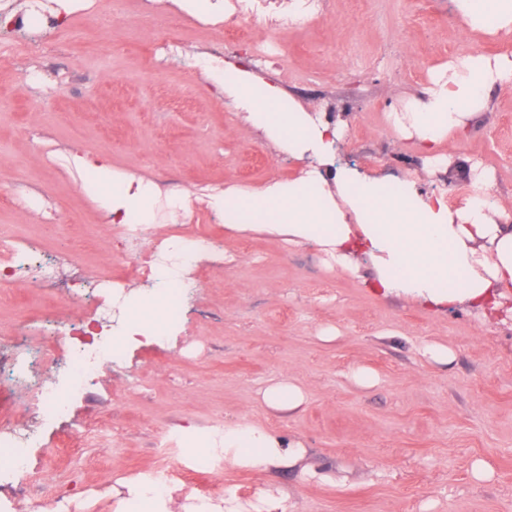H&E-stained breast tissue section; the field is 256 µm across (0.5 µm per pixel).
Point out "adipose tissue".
Masks as SVG:
<instances>
[{"instance_id": "obj_1", "label": "adipose tissue", "mask_w": 512, "mask_h": 512, "mask_svg": "<svg viewBox=\"0 0 512 512\" xmlns=\"http://www.w3.org/2000/svg\"><path fill=\"white\" fill-rule=\"evenodd\" d=\"M453 7L469 31L512 32V0H453ZM200 66L216 87L232 93L255 131L309 162L296 180L211 195L227 228L319 245L348 271L355 268L354 256L364 255L382 294L412 297L439 310L462 303L494 308L512 296V214L489 194L485 172L472 170L477 194L460 207L411 178L387 189L381 179L338 162L345 122L284 106L277 85H255L232 65L204 56ZM508 84L512 58L463 51L438 69L422 97L388 118L398 134L417 138L430 153L487 109L493 88ZM73 163L90 174L82 188L110 223L154 222L156 184L113 174L102 159L77 154ZM224 450L236 464L258 470L297 462L303 453L300 443L247 424L225 427Z\"/></svg>"}]
</instances>
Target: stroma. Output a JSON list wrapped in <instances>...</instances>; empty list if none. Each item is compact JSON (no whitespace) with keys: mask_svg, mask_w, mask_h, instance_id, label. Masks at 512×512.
Wrapping results in <instances>:
<instances>
[{"mask_svg":"<svg viewBox=\"0 0 512 512\" xmlns=\"http://www.w3.org/2000/svg\"><path fill=\"white\" fill-rule=\"evenodd\" d=\"M266 35L258 22L230 41L171 5L146 14L139 0H93L51 27H0V55L11 59L0 68V237L64 262L59 284L0 288V336L42 346L43 320L82 313L67 287L121 256L73 154L161 188L154 239L211 238L179 323L130 337L110 371L70 393L68 415L44 418L27 390L0 380V424L41 432L26 451L35 493L51 501L95 485L93 512H119L141 470L191 466L188 433L251 424L300 442L305 456L264 471L225 463L217 479L242 512H265L271 493L288 512H512V297L492 312L437 311L374 293L366 261L355 273L330 268L316 245L225 227L205 194L288 181L305 163L253 130L198 66L206 53L278 84L306 111L333 110L348 123L341 160L388 183L415 179L458 207L474 193L465 158L512 208V88L493 90L488 109L440 146L448 162L439 168L388 121L452 56L512 57V36L468 32L450 0H329L311 29L280 34L282 69L251 53ZM170 195L185 206L169 208ZM361 368L373 383L355 379ZM282 380L304 396L295 411L263 399ZM96 421L109 434L91 431ZM81 428V447L65 448ZM162 432L175 454L155 448Z\"/></svg>","mask_w":512,"mask_h":512,"instance_id":"1","label":"stroma"}]
</instances>
